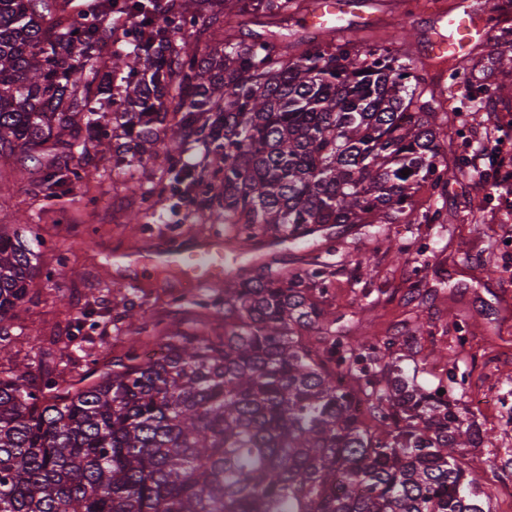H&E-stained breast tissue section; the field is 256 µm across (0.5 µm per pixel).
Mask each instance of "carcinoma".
Masks as SVG:
<instances>
[{"label":"carcinoma","instance_id":"obj_1","mask_svg":"<svg viewBox=\"0 0 512 512\" xmlns=\"http://www.w3.org/2000/svg\"><path fill=\"white\" fill-rule=\"evenodd\" d=\"M0 0V157L52 200L115 160L200 147L224 172L201 204L241 248L357 224L440 222L417 187L448 188L426 65L386 46L282 32L293 0ZM139 18L131 39L99 24ZM222 43L200 57L179 36ZM266 27L263 33L242 29ZM175 183L194 170L167 154ZM410 170L408 176L401 171ZM38 253L0 225V343ZM322 262L244 267L192 302L224 306L162 355L135 346L81 387L0 363V512H496L469 457L480 433L407 377L388 337L354 339L323 307Z\"/></svg>","mask_w":512,"mask_h":512}]
</instances>
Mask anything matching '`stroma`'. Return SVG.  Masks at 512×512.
<instances>
[{"instance_id": "35a3bbf8", "label": "stroma", "mask_w": 512, "mask_h": 512, "mask_svg": "<svg viewBox=\"0 0 512 512\" xmlns=\"http://www.w3.org/2000/svg\"><path fill=\"white\" fill-rule=\"evenodd\" d=\"M360 2L373 20L351 26L348 39L362 46L391 44L420 60L435 34L430 6L447 10L454 0ZM502 80L499 69L482 64L460 71L451 93H437L438 109L454 114L458 98L473 85ZM502 110L512 112V97L464 113L475 147L467 151L453 144V155L463 157L464 165L449 179L445 199L425 186L415 194L418 211L446 207V223L392 224L379 232L366 226L328 243H268L243 261L256 267L274 260L291 269L320 257L339 270L325 307L346 314L352 335L394 337L401 366L429 388L447 383L454 370L471 371L467 396L454 408L480 429L482 442L474 453L482 461L480 481L497 512H512V468L504 455L512 448V424H505L499 410L477 411L469 404L480 393L512 391V186L493 190L472 174L477 149L491 152L499 146L505 157H512V135L499 141L490 124ZM12 167L11 160L0 159V171L8 173L11 184L9 195L0 196V224L12 223L14 214L24 216L38 236L34 249L42 274L15 310L9 348L33 373L54 368L74 382L89 370V353L116 358L132 345L145 352L159 348L163 335L189 327L186 308L173 304L174 298L189 294L175 273L118 267L111 257L147 253L171 238L186 244L208 231L231 239L230 225L195 204L220 192L219 173L209 171L193 198L147 200L144 192L168 183L165 154L120 168L107 152L87 166L66 196L48 201L34 195L27 178ZM394 247L402 248L400 259H393ZM367 256L370 267L352 277L356 261ZM131 308L160 317L158 331L137 333L136 322L127 316ZM411 315L422 325L424 348L431 353L421 367L412 356L413 338L405 324ZM78 320L83 323L80 345L59 352L52 337L65 335ZM458 323L471 338L461 353L455 344Z\"/></svg>"}]
</instances>
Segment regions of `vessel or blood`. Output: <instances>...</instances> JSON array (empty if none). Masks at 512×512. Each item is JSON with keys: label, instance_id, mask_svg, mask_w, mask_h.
I'll return each instance as SVG.
<instances>
[{"label": "vessel or blood", "instance_id": "b4317fda", "mask_svg": "<svg viewBox=\"0 0 512 512\" xmlns=\"http://www.w3.org/2000/svg\"><path fill=\"white\" fill-rule=\"evenodd\" d=\"M348 9L347 0H318L306 16V28L319 35L342 32L341 19ZM493 13L491 0H486L479 12L471 8L468 0H459L452 10L438 11L437 19L447 26L450 35L431 38L426 57L456 59L467 53L472 45L486 44L492 30L489 18ZM113 260L118 264H143L175 270L185 284L196 288L223 287L227 271L224 239L213 233L200 234L188 246L164 241L149 255L129 252L114 255Z\"/></svg>", "mask_w": 512, "mask_h": 512}]
</instances>
